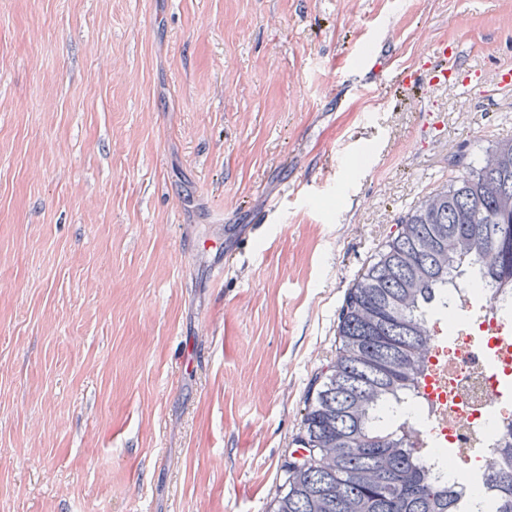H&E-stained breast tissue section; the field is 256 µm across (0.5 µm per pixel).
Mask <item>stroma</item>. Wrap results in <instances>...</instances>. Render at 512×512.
<instances>
[{"instance_id":"stroma-1","label":"stroma","mask_w":512,"mask_h":512,"mask_svg":"<svg viewBox=\"0 0 512 512\" xmlns=\"http://www.w3.org/2000/svg\"><path fill=\"white\" fill-rule=\"evenodd\" d=\"M444 41L478 88L396 91ZM509 65L512 0H0V512H267Z\"/></svg>"}]
</instances>
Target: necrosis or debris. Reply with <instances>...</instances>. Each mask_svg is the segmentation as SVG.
Returning <instances> with one entry per match:
<instances>
[{"mask_svg": "<svg viewBox=\"0 0 512 512\" xmlns=\"http://www.w3.org/2000/svg\"><path fill=\"white\" fill-rule=\"evenodd\" d=\"M506 328V315L496 302H488L484 313L456 330L449 346L432 345L418 396L395 409L426 448L429 478L460 492L467 512H476V502L491 496L487 485L470 482L469 474L486 468L505 424L497 397L500 387L512 381V346L502 340ZM448 448L457 451L460 475L455 479L440 466Z\"/></svg>", "mask_w": 512, "mask_h": 512, "instance_id": "obj_1", "label": "necrosis or debris"}]
</instances>
